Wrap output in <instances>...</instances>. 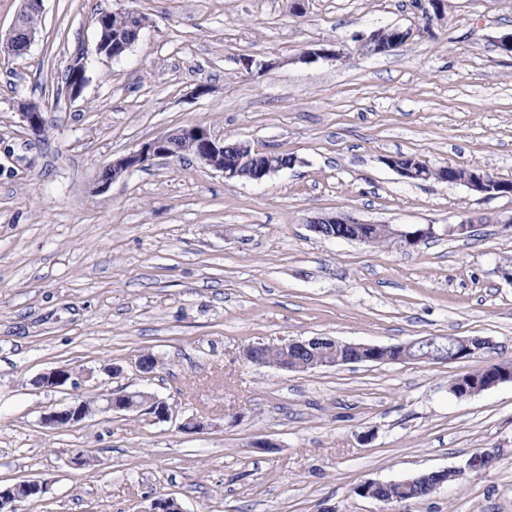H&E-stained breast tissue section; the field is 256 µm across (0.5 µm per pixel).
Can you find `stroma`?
Listing matches in <instances>:
<instances>
[{
	"label": "stroma",
	"mask_w": 512,
	"mask_h": 512,
	"mask_svg": "<svg viewBox=\"0 0 512 512\" xmlns=\"http://www.w3.org/2000/svg\"><path fill=\"white\" fill-rule=\"evenodd\" d=\"M149 23L121 58L96 52L100 12ZM422 20L413 0H44L26 54H0V480L39 479L20 512H512V382L458 398L451 382L512 359V196L408 181L383 159L478 166L512 181V0H446L432 32L386 55L354 34ZM315 44L337 59L301 61ZM276 60L268 70L259 62ZM87 81L60 93L70 69ZM210 88L196 97L198 85ZM43 108L28 133L18 106ZM183 125L295 157L260 183L159 160L99 188L112 160ZM433 225L418 248L323 239L311 217ZM473 219L471 236L453 228ZM315 336L383 347L481 336L452 363L306 372L245 361L249 344ZM151 353L150 377L137 368ZM65 367L89 399L146 390L175 420L98 413L35 386ZM198 431L181 429L186 419ZM276 447H253L256 439ZM495 464L385 504L366 481ZM82 450L93 465L69 459Z\"/></svg>",
	"instance_id": "stroma-1"
}]
</instances>
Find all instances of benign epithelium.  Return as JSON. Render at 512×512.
I'll return each mask as SVG.
<instances>
[{
  "label": "benign epithelium",
  "instance_id": "obj_1",
  "mask_svg": "<svg viewBox=\"0 0 512 512\" xmlns=\"http://www.w3.org/2000/svg\"><path fill=\"white\" fill-rule=\"evenodd\" d=\"M445 0H421L419 9L422 12L423 24L415 28L400 26L378 29L368 34H358L355 41L358 45H370L372 55H384L400 48L414 37H424L431 32L432 22L444 14ZM36 32L24 30L20 20H15L12 27L4 35L5 41L18 37L24 39L26 46H31ZM341 52L324 46L305 50L299 60L325 58L337 59ZM19 119L23 127L31 134L38 136L42 133L43 118L37 112L26 110L25 104H20ZM191 144L195 147V159L200 163L224 174L226 179L238 176V168L224 165L225 140L217 138L209 129L196 125L183 126L169 131L124 157L112 162V168H118L130 173L138 168L153 163L156 160H167L178 157L180 145ZM264 161L254 168L252 179L256 183L264 181L270 175L289 168L296 163L292 159L287 163L280 160V154L272 151L263 152ZM385 164L400 177L409 180L435 179L451 184H463L470 190L485 196L509 195L512 186L500 182L480 167H456L447 164L431 167L426 162L415 157L413 163L405 166L399 163V157L389 155L384 158ZM359 222L346 215H321L309 221L310 230L316 235L327 239L354 240L366 244L375 243L373 236L365 234L353 235V227ZM388 240L400 248L413 249L434 235L432 225L416 226L411 229H398L385 226ZM464 351H456L457 342L453 341L448 347H443L436 338H422L416 342L387 348L376 345L347 343L313 337L310 339H291L278 344L283 352L278 368L288 371L314 370L322 367H333L345 363L385 362L391 353H405L413 347L427 350L425 359L436 363H450L463 359L478 358L494 349L488 339L482 337L464 338L461 342ZM43 387L52 391L63 390L65 387H77L78 382L70 369L57 367L42 374ZM124 412L139 410L153 415L159 421H169L175 416L174 407L164 399H159L143 391L127 392L123 389L110 390L101 393L99 405L95 408L73 400V403L59 409H52L41 417V424L50 429L64 424L70 425L83 421L95 411ZM496 453L490 450L477 452L470 456L465 465L453 470L433 471L430 478L429 492L437 491L448 482V475L461 476L466 472L481 473L492 467Z\"/></svg>",
  "mask_w": 512,
  "mask_h": 512
}]
</instances>
